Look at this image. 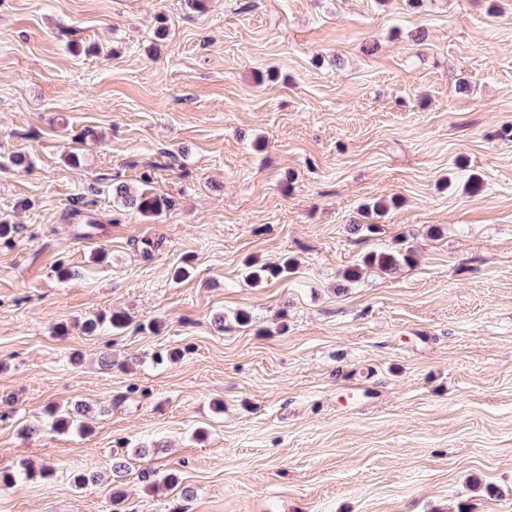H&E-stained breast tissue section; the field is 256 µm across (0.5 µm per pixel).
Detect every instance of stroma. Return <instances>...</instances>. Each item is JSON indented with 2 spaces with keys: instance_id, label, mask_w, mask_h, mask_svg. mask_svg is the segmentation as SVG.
<instances>
[{
  "instance_id": "1",
  "label": "stroma",
  "mask_w": 512,
  "mask_h": 512,
  "mask_svg": "<svg viewBox=\"0 0 512 512\" xmlns=\"http://www.w3.org/2000/svg\"><path fill=\"white\" fill-rule=\"evenodd\" d=\"M0 218V512H512V0H0ZM116 193L127 206L143 216L158 215L172 206V201L165 196L145 192L133 194L123 185L116 188ZM416 260L417 257L411 248L372 250L362 258L364 267L382 273L391 272L402 264L411 265ZM47 413L52 419V426L57 431H70L75 426L85 433L84 425L78 420L90 413V408L83 404H74L73 407L61 408L52 406L47 409ZM128 463L124 459H116L112 462V478L106 480L112 505V512H125L123 510L124 495L119 489L120 479L127 472ZM54 476V470L50 465H43L38 472L31 470L25 463L11 472L0 470V485H11L18 479H34L39 477L42 480H50Z\"/></svg>"
}]
</instances>
